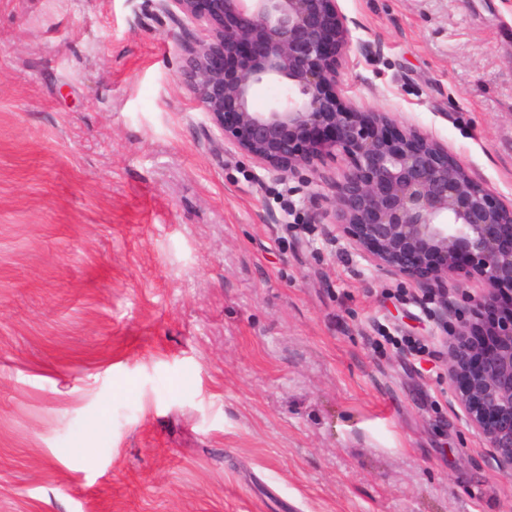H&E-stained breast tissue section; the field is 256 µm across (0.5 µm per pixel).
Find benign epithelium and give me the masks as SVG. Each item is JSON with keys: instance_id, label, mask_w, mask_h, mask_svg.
<instances>
[{"instance_id": "7a95c632", "label": "benign epithelium", "mask_w": 512, "mask_h": 512, "mask_svg": "<svg viewBox=\"0 0 512 512\" xmlns=\"http://www.w3.org/2000/svg\"><path fill=\"white\" fill-rule=\"evenodd\" d=\"M163 12L199 26L205 39L186 49L182 81L213 125L254 163L283 173L338 152L350 166L336 182L332 220L366 258L413 274L443 259L431 286L460 264L476 270L484 291L467 301L448 345V378L467 425L485 441L498 469L512 475V207L448 160L420 132L394 128L382 113L356 112L337 86L338 50L349 44L337 0H161ZM278 83L267 108L254 86ZM506 292L503 320L488 329L476 310ZM493 337L489 347L475 336Z\"/></svg>"}]
</instances>
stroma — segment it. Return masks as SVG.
<instances>
[{
  "label": "stroma",
  "instance_id": "stroma-1",
  "mask_svg": "<svg viewBox=\"0 0 512 512\" xmlns=\"http://www.w3.org/2000/svg\"><path fill=\"white\" fill-rule=\"evenodd\" d=\"M340 97L512 204V0H338ZM159 0H0V512H512L448 380L483 287L370 265L344 155L254 164Z\"/></svg>",
  "mask_w": 512,
  "mask_h": 512
}]
</instances>
